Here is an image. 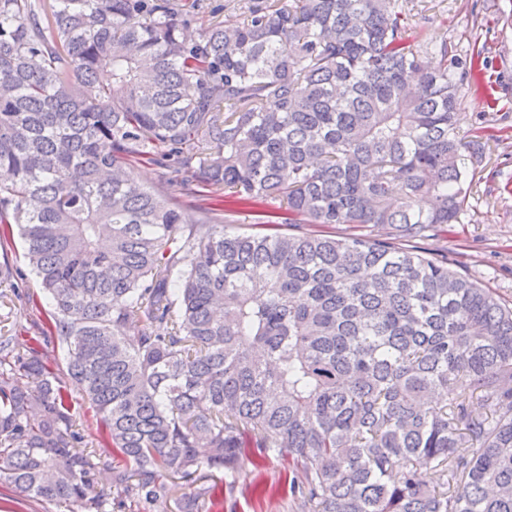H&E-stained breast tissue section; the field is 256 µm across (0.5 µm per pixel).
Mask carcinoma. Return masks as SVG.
<instances>
[{"instance_id": "carcinoma-1", "label": "carcinoma", "mask_w": 512, "mask_h": 512, "mask_svg": "<svg viewBox=\"0 0 512 512\" xmlns=\"http://www.w3.org/2000/svg\"><path fill=\"white\" fill-rule=\"evenodd\" d=\"M240 2L194 35L206 0H0V240L19 227L51 302L0 336V487L105 512L99 468L135 512L174 479L204 512L272 453L300 512H512V308L409 247L463 211L475 57L408 41L400 0ZM137 162L191 172V204ZM220 191L395 240L228 234ZM71 381L122 464L80 447Z\"/></svg>"}]
</instances>
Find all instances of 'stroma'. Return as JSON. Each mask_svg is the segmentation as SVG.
I'll list each match as a JSON object with an SVG mask.
<instances>
[{
  "mask_svg": "<svg viewBox=\"0 0 512 512\" xmlns=\"http://www.w3.org/2000/svg\"><path fill=\"white\" fill-rule=\"evenodd\" d=\"M405 9L410 14V41L448 42L463 60L474 47L483 49L480 69L465 79L458 108L471 192L459 223L425 246L512 307V0H406ZM1 263L8 264L14 276L0 282V336L20 335L49 306L39 298V284L19 235L0 245ZM69 390L87 453L95 462L111 459L112 449L97 432L94 411L77 385ZM290 475L291 466L282 457L243 462L224 473V499L209 512H297L284 489Z\"/></svg>",
  "mask_w": 512,
  "mask_h": 512,
  "instance_id": "stroma-1",
  "label": "stroma"
}]
</instances>
